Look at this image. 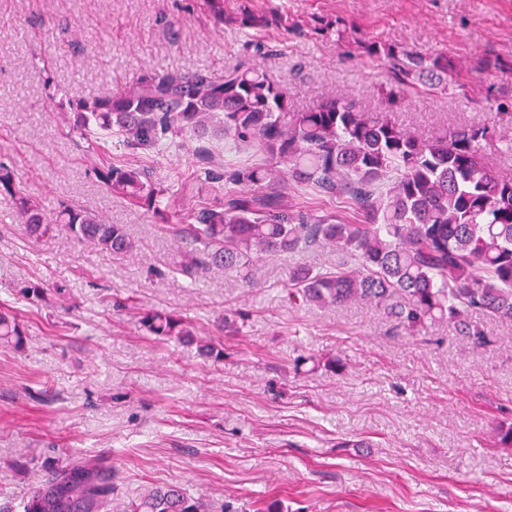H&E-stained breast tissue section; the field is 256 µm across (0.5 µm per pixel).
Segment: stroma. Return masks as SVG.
Returning a JSON list of instances; mask_svg holds the SVG:
<instances>
[{
  "mask_svg": "<svg viewBox=\"0 0 512 512\" xmlns=\"http://www.w3.org/2000/svg\"><path fill=\"white\" fill-rule=\"evenodd\" d=\"M261 17L256 27L244 15ZM327 30H319V23ZM424 60L448 56L462 83L431 85L424 67L388 105L394 64L360 40ZM257 66L302 112L325 97L431 138L461 124L512 131V0H0V163L48 212L75 204L121 224L133 254L117 260L64 227L28 240L14 198L0 192V298L26 329L22 349L0 344V499L26 498L45 461L78 457L111 467L118 498L176 485L237 512L279 501L283 512H512V322L484 320L476 348L447 323L412 335L369 303L290 305L294 268L333 271L348 254L312 247L266 257L253 286L212 268L174 273L185 250L176 225L236 187L176 137L133 153L83 137L72 102L104 97L145 74ZM148 170L165 214L131 204L96 177L100 160ZM284 203L353 215L345 196L287 181ZM64 288L34 307L29 281ZM177 311L224 359L144 335L140 307ZM245 312L237 332L224 317ZM336 355L341 373L311 370ZM307 362L294 368V358Z\"/></svg>",
  "mask_w": 512,
  "mask_h": 512,
  "instance_id": "1",
  "label": "stroma"
}]
</instances>
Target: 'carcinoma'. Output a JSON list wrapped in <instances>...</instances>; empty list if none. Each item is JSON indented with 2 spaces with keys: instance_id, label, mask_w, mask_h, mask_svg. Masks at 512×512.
<instances>
[{
  "instance_id": "carcinoma-1",
  "label": "carcinoma",
  "mask_w": 512,
  "mask_h": 512,
  "mask_svg": "<svg viewBox=\"0 0 512 512\" xmlns=\"http://www.w3.org/2000/svg\"><path fill=\"white\" fill-rule=\"evenodd\" d=\"M438 82L453 78L446 56L432 61ZM288 90L257 67L225 73L167 71L145 75L109 97L72 106V130L106 133L128 150H162L168 136L203 137L214 126L224 140V163L240 191L221 206H206L180 230L194 248L181 271L218 267L250 282L262 256L296 253L316 245L347 252L349 266L336 272L295 273L291 303L319 306L364 301L383 306L412 334L446 321L476 346L488 342L472 321L479 313L512 321V173L491 169L483 142L486 125H461L432 139L386 117L356 110L331 96L306 112L288 115ZM241 152L262 160L229 163ZM288 179L328 195H346L358 217L319 214L281 202H263L255 191ZM103 184L137 203L160 209L161 189L145 172L97 167ZM0 188L16 198L27 237L38 239L63 224L79 240L117 258L135 248L124 225L68 206L54 217L42 201L20 190L0 164ZM203 245L197 251L196 245ZM33 304L62 297L42 281L20 290ZM143 333L194 343L213 363L224 348L197 337L177 314L139 312ZM25 328L0 302V340L20 349ZM116 474L103 466L71 461L53 467L22 503H0V512H107L117 491ZM119 512H228L179 487H152Z\"/></svg>"
}]
</instances>
